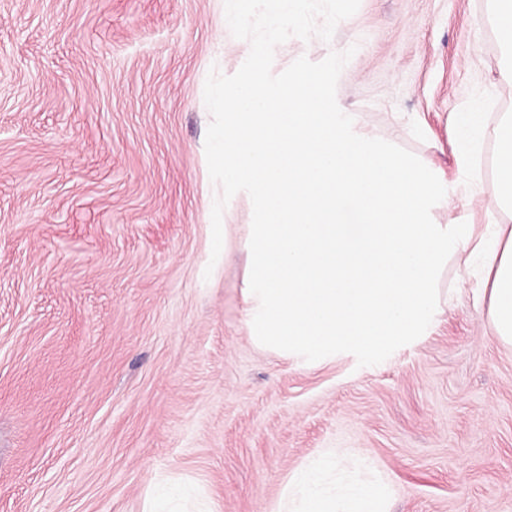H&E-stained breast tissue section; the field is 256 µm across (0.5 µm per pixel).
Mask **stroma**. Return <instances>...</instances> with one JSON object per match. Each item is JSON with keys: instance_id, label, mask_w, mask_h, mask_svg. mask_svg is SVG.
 I'll list each match as a JSON object with an SVG mask.
<instances>
[{"instance_id": "obj_1", "label": "stroma", "mask_w": 512, "mask_h": 512, "mask_svg": "<svg viewBox=\"0 0 512 512\" xmlns=\"http://www.w3.org/2000/svg\"><path fill=\"white\" fill-rule=\"evenodd\" d=\"M224 0H0V512H272L326 448L366 457L389 512H512V349L484 274L449 263L448 305L384 362L256 346L243 313L237 193L211 256L210 69L234 74ZM485 0H361L330 41L293 37L273 73L354 48L340 102L455 187L456 113H496L502 52ZM495 140L477 196L442 224L492 236Z\"/></svg>"}]
</instances>
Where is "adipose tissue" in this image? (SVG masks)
<instances>
[{"label": "adipose tissue", "instance_id": "1", "mask_svg": "<svg viewBox=\"0 0 512 512\" xmlns=\"http://www.w3.org/2000/svg\"><path fill=\"white\" fill-rule=\"evenodd\" d=\"M490 21L505 60L496 88L512 91V0H489ZM368 465L330 448L288 479L274 512H388L389 488L367 477Z\"/></svg>", "mask_w": 512, "mask_h": 512}]
</instances>
